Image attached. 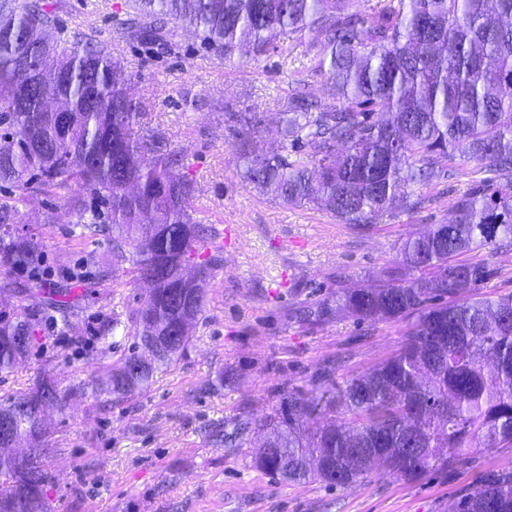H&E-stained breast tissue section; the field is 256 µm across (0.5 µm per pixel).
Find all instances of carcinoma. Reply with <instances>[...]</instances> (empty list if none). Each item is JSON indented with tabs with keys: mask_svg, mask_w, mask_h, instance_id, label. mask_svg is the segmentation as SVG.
<instances>
[{
	"mask_svg": "<svg viewBox=\"0 0 512 512\" xmlns=\"http://www.w3.org/2000/svg\"><path fill=\"white\" fill-rule=\"evenodd\" d=\"M356 0H125L127 19L104 43L64 27L47 0H0V184L19 191L0 198V291L15 289L13 271L29 274L21 290L32 312L0 319V372L36 342L46 318L64 336L83 326L67 288L99 268L96 288H109L129 262L148 295L131 323L128 355L109 370L106 388L124 395L147 385L186 347L187 327L135 370L151 336L179 326L178 296L197 319L206 278L220 251L197 218L196 177L185 155L155 134H138L144 101L112 44L173 48L169 23L200 33L205 51L224 60L245 48L259 60L274 36L309 35L322 57L312 74L329 94L295 81L277 133L281 151L259 154L268 133L262 112H226L236 133L232 151L242 178L288 205L315 203L343 224L368 229L385 211L414 213L431 201L427 189L489 171L498 184L475 185L440 224L406 239L404 275L388 272L375 288H343L319 304L316 320L348 313L358 320H407L398 350L343 383L291 389L280 407L237 424L224 441L246 445L267 432L255 463L286 481L314 478L344 487L375 465L406 480L471 464L473 448H512V293L479 297L489 277L477 249L512 248V0H377L368 12ZM69 124L59 125V113ZM56 197L76 217L78 237L109 243L112 259L89 253L53 290L36 269L38 236L18 228L20 205ZM196 275L184 274L186 267ZM66 396L48 382L0 406L13 443L41 436L40 409ZM49 471L0 445V512H38ZM455 512H512V467L480 475Z\"/></svg>",
	"mask_w": 512,
	"mask_h": 512,
	"instance_id": "1",
	"label": "carcinoma"
}]
</instances>
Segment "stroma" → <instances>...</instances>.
Returning a JSON list of instances; mask_svg holds the SVG:
<instances>
[{
	"mask_svg": "<svg viewBox=\"0 0 512 512\" xmlns=\"http://www.w3.org/2000/svg\"><path fill=\"white\" fill-rule=\"evenodd\" d=\"M122 3L64 0L58 15L64 25L108 42L125 15ZM175 41L168 54L138 43L120 44L115 53L148 102L144 131L162 133L193 166L199 217L224 231L222 263L208 281L206 305L184 353L146 388L119 396L99 387L103 368L134 342L120 332L104 335L103 324L128 319L148 292L125 271L112 291L75 288L83 336L59 335L42 321L39 346L0 376V401L29 393L44 379L69 393L66 407L41 410L44 445L15 448L45 462L52 477L49 512H455L480 473L512 466L511 448L474 449L472 465L417 480L375 470L331 487L268 475L254 463L262 434L233 448L225 445L224 431L279 406L289 388L324 382L325 370L340 382L399 348L403 322L371 329L343 314L312 324L300 312L338 289L379 284L397 267L402 242L441 223L470 181L439 186L429 209L386 213L365 230L314 204L272 202L242 179L223 114L265 113L271 131L258 148L280 151L275 129L291 81L313 62L309 38L279 36L277 52L257 63L242 54L229 61L207 55L187 27H176ZM49 211L55 216L50 228L43 224ZM22 212L25 229L42 240L52 282L86 253L108 260L105 242L79 240L75 218L60 200L39 197Z\"/></svg>",
	"mask_w": 512,
	"mask_h": 512,
	"instance_id": "35a3bbf8",
	"label": "stroma"
}]
</instances>
